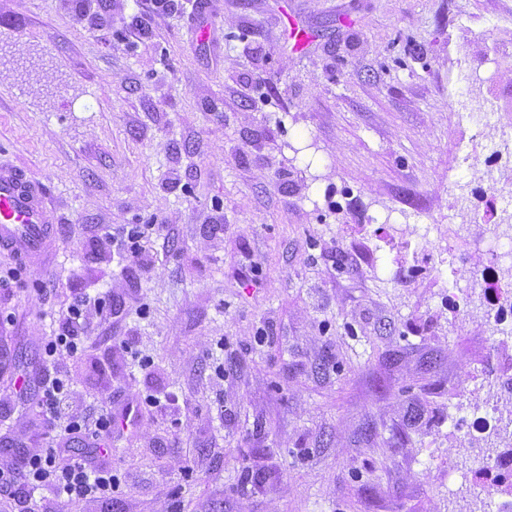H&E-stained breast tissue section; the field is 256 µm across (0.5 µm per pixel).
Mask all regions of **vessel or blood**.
<instances>
[{
  "mask_svg": "<svg viewBox=\"0 0 512 512\" xmlns=\"http://www.w3.org/2000/svg\"><path fill=\"white\" fill-rule=\"evenodd\" d=\"M51 222L43 188L19 168L0 167V247L23 241L31 251H40Z\"/></svg>",
  "mask_w": 512,
  "mask_h": 512,
  "instance_id": "obj_1",
  "label": "vessel or blood"
}]
</instances>
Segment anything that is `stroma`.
<instances>
[{
	"label": "stroma",
	"mask_w": 512,
	"mask_h": 512,
	"mask_svg": "<svg viewBox=\"0 0 512 512\" xmlns=\"http://www.w3.org/2000/svg\"><path fill=\"white\" fill-rule=\"evenodd\" d=\"M0 0V166L53 211L0 251V470L58 445L109 499L0 512H484L512 502V315L472 277L512 200V0ZM296 18L312 35L288 39ZM495 107L471 128L461 105ZM159 224L128 262L103 228ZM89 305L84 355L47 358ZM111 412L105 448L60 438ZM132 421H125L129 406ZM68 382L65 376L57 374L53 377L48 376L42 382L40 406L42 413L48 420L57 425L58 422L66 423L64 431L66 434L83 432L90 436L97 445L106 435L112 433V414H101L94 424H89L77 417L65 418L62 413L65 398L67 396Z\"/></svg>",
	"instance_id": "obj_1"
}]
</instances>
